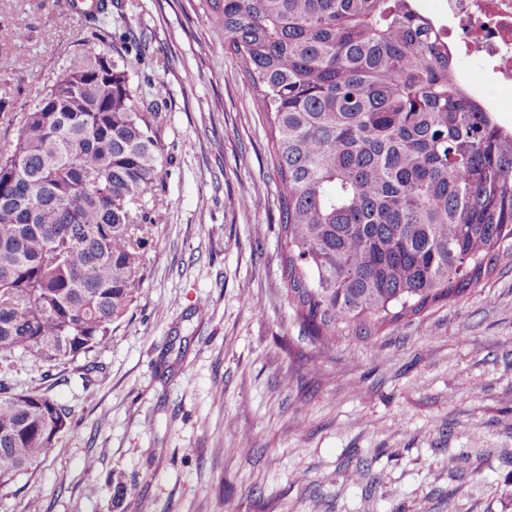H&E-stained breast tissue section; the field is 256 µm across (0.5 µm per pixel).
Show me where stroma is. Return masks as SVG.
I'll return each mask as SVG.
<instances>
[{
	"mask_svg": "<svg viewBox=\"0 0 512 512\" xmlns=\"http://www.w3.org/2000/svg\"><path fill=\"white\" fill-rule=\"evenodd\" d=\"M0 24V97L20 112L28 61L52 78L87 32L64 0H0ZM112 28L164 114V205L109 342L16 359L15 388L72 427L0 512H512V271L321 350L283 290L268 126L200 0H113Z\"/></svg>",
	"mask_w": 512,
	"mask_h": 512,
	"instance_id": "stroma-1",
	"label": "stroma"
}]
</instances>
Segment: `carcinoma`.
Listing matches in <instances>:
<instances>
[{"label":"carcinoma","mask_w":512,"mask_h":512,"mask_svg":"<svg viewBox=\"0 0 512 512\" xmlns=\"http://www.w3.org/2000/svg\"><path fill=\"white\" fill-rule=\"evenodd\" d=\"M276 157L281 277L329 350L458 302L512 266V126L460 81L416 0H201ZM0 145V490L70 416L7 378L67 364L137 301L161 206L162 113L105 48L112 0Z\"/></svg>","instance_id":"obj_1"}]
</instances>
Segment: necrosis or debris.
I'll list each match as a JSON object with an SVG mask.
<instances>
[{"instance_id":"1","label":"necrosis or debris","mask_w":512,"mask_h":512,"mask_svg":"<svg viewBox=\"0 0 512 512\" xmlns=\"http://www.w3.org/2000/svg\"><path fill=\"white\" fill-rule=\"evenodd\" d=\"M444 19L458 75L490 112H512V0H426Z\"/></svg>"}]
</instances>
